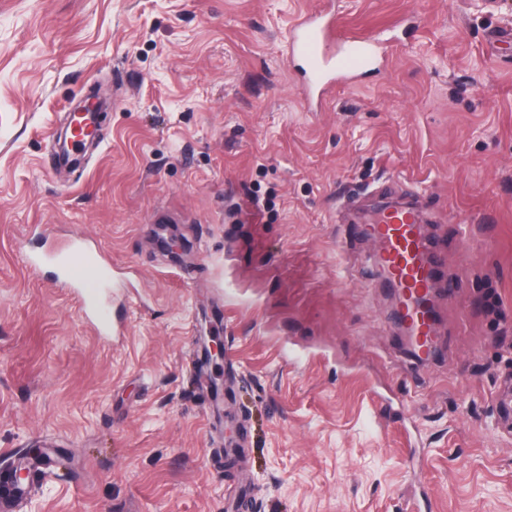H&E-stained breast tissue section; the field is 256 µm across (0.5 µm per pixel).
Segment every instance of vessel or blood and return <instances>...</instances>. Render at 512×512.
<instances>
[{"mask_svg":"<svg viewBox=\"0 0 512 512\" xmlns=\"http://www.w3.org/2000/svg\"><path fill=\"white\" fill-rule=\"evenodd\" d=\"M391 45L382 35H364L346 29L334 12L300 15L289 36L287 53L299 58L307 76L302 97L308 107L322 104L341 83L352 82L378 61L388 57ZM362 235L377 243L375 262L397 298V318L409 338L410 354L421 361L434 355L435 290L443 264L441 253L424 231L418 211L411 206L379 211L363 225ZM49 259L62 266L71 260L94 261V254L79 241L51 250ZM78 298L85 312L103 329H111L112 313L100 300L96 283L80 286ZM9 472L0 474V512H17L28 492Z\"/></svg>","mask_w":512,"mask_h":512,"instance_id":"obj_1","label":"vessel or blood"}]
</instances>
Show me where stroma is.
<instances>
[{"label":"stroma","instance_id":"35a3bbf8","mask_svg":"<svg viewBox=\"0 0 512 512\" xmlns=\"http://www.w3.org/2000/svg\"><path fill=\"white\" fill-rule=\"evenodd\" d=\"M319 9L402 33L309 112L282 45ZM509 29L512 0H0V471L70 459L21 512H512ZM97 90L98 146L57 166ZM386 195L448 256L426 363L356 231ZM75 234L107 340L21 259Z\"/></svg>","mask_w":512,"mask_h":512}]
</instances>
